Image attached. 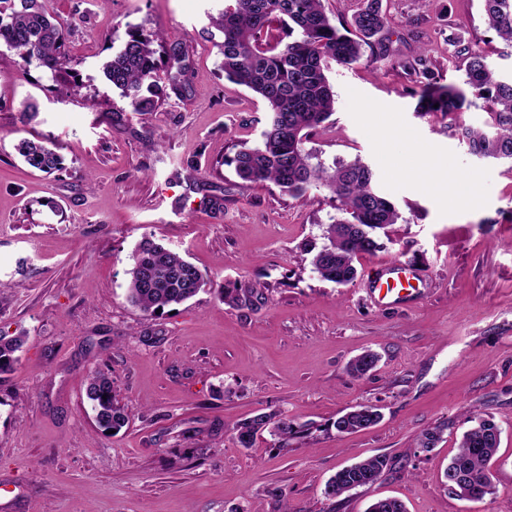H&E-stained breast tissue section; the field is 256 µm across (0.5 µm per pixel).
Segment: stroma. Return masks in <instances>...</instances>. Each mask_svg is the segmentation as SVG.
<instances>
[{"mask_svg": "<svg viewBox=\"0 0 512 512\" xmlns=\"http://www.w3.org/2000/svg\"><path fill=\"white\" fill-rule=\"evenodd\" d=\"M387 4L390 57L332 66L333 114L305 143L325 164L370 166L400 213L343 286L311 264L339 201L318 186L301 198L246 187L224 163L260 139L268 112L219 69L206 30L222 0H50L80 83L68 96L0 43V336L27 337L0 376V512H368L389 497L407 512H512V163L473 157L457 133L483 123V100L460 117L417 112L403 68L419 54L435 81L462 85L452 37L503 72L512 57L482 0ZM133 28L161 32L160 68L172 46L186 53L185 91L152 112L131 111L102 73ZM33 137L63 171L23 162L15 145ZM424 152L438 169L428 182L408 174ZM146 238L208 277L153 316L127 301ZM394 261L418 269L417 295L378 303L367 282ZM368 349L377 366L353 377ZM98 368L129 412L114 434L85 395ZM366 404L383 413L376 426L336 433V417ZM270 411L305 434L239 447L233 426ZM475 414L501 430L477 502L444 479ZM374 455L389 460L376 482L326 498L336 471Z\"/></svg>", "mask_w": 512, "mask_h": 512, "instance_id": "35a3bbf8", "label": "stroma"}]
</instances>
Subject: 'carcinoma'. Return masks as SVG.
Wrapping results in <instances>:
<instances>
[{"label":"carcinoma","mask_w":512,"mask_h":512,"mask_svg":"<svg viewBox=\"0 0 512 512\" xmlns=\"http://www.w3.org/2000/svg\"><path fill=\"white\" fill-rule=\"evenodd\" d=\"M11 3L8 17L0 16V42H5L22 59L47 67L60 78L70 76L69 55L61 24L49 11L45 0H0ZM360 8L350 23L334 24L322 7V0H225L224 9L211 17L223 35L218 44L220 70L224 76L253 91L267 105L269 118L261 139L243 146L225 164L234 166L247 185L272 182L294 197L309 188L322 186L341 204L346 218L326 228L327 243L315 254L312 265L321 278L345 285L357 274L353 257L371 254L380 248L379 232L397 223L399 212L393 202L374 187L372 169L356 159L326 166L312 162L305 149L310 133L332 115L334 91L327 71L332 64L352 66L363 57L379 62L390 55L383 33L389 16L383 0H359ZM488 28L512 47V0H482ZM159 35L138 29L128 32L121 49L103 66L105 78L121 91L134 112H151L168 92L185 88V52L175 46L169 51L170 66L160 74L155 42ZM452 58L464 64L463 86L442 85L431 78L424 58H415L404 67L426 79L414 92L418 112L458 114L476 96L487 105L482 125L465 123L457 130L476 156L512 157V74L496 71L479 48L455 42ZM16 151L32 168L52 174L63 170L56 150L38 139H22ZM129 275L128 299L150 315L181 305L207 284V276L197 266L164 245L141 241ZM26 336H0V375L11 372L19 360ZM378 355L366 351L349 364L350 373L360 378L373 370ZM86 397L99 427L119 431L129 422V413L114 394L111 376L101 370L89 375ZM382 419L379 409L358 406L336 418L339 433L369 429ZM466 431L459 452L446 472L457 477L449 489L462 498L480 500L490 493V462L500 446L497 425L481 416ZM267 430L286 443L304 432L303 426L285 414L259 413L233 428L236 443L253 447L257 434ZM380 455L338 470L325 486V495L334 498L373 483L388 466ZM368 512H406L396 498L380 499Z\"/></svg>","instance_id":"1"}]
</instances>
